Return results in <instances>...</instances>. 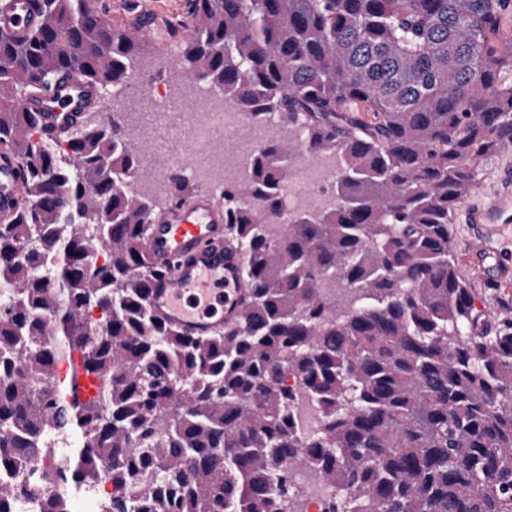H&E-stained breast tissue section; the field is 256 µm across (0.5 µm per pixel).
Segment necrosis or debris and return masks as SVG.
Here are the masks:
<instances>
[{
    "instance_id": "obj_1",
    "label": "necrosis or debris",
    "mask_w": 512,
    "mask_h": 512,
    "mask_svg": "<svg viewBox=\"0 0 512 512\" xmlns=\"http://www.w3.org/2000/svg\"><path fill=\"white\" fill-rule=\"evenodd\" d=\"M121 90L133 103L144 97L157 100L155 109L144 115L149 146L143 153V165L152 176L138 181L137 186L146 192L161 191L164 173L169 169L189 172L207 188H222L239 180L244 172V152L227 146L242 127H249L248 143L253 147L274 139L279 132L271 121L247 126L243 112L200 88L190 93L174 88L157 93L149 73L123 84ZM332 177L330 157L300 156L289 165L282 186L285 207L291 211L323 207ZM289 471L301 512H328L329 491L312 469L293 464ZM11 480L21 489L12 512H43L45 503L60 492L45 465L38 462L13 474Z\"/></svg>"
}]
</instances>
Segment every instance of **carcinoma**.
Wrapping results in <instances>:
<instances>
[{"mask_svg":"<svg viewBox=\"0 0 512 512\" xmlns=\"http://www.w3.org/2000/svg\"><path fill=\"white\" fill-rule=\"evenodd\" d=\"M38 11L22 36L0 27V148L25 179L0 222V472L48 463L64 497L44 512L104 478L107 512H294L285 460L328 483L329 512H512V318L482 319L449 232L474 160L512 146V0H189L178 66L285 128L221 191L247 288L202 338L148 303L135 128L114 114L47 139L23 103L48 75L125 82L145 25L98 0ZM299 153L339 159L334 203L287 216ZM167 189L192 195L180 170ZM16 495L0 481V512Z\"/></svg>","mask_w":512,"mask_h":512,"instance_id":"obj_1","label":"carcinoma"}]
</instances>
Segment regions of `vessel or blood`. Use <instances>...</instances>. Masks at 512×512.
I'll list each match as a JSON object with an SVG mask.
<instances>
[{"label":"vessel or blood","instance_id":"obj_1","mask_svg":"<svg viewBox=\"0 0 512 512\" xmlns=\"http://www.w3.org/2000/svg\"><path fill=\"white\" fill-rule=\"evenodd\" d=\"M37 21L35 0H8L0 22L24 32ZM90 89L68 86L57 93L45 129L61 132L82 118ZM24 188L23 171L8 151H0V221L16 211ZM466 221L489 239L512 223V170L498 177V189L471 202ZM154 273L148 302L152 312L185 335L206 337L240 309L244 282L238 255L224 250V209L213 193L199 190L187 202H174L150 224L144 243Z\"/></svg>","mask_w":512,"mask_h":512}]
</instances>
